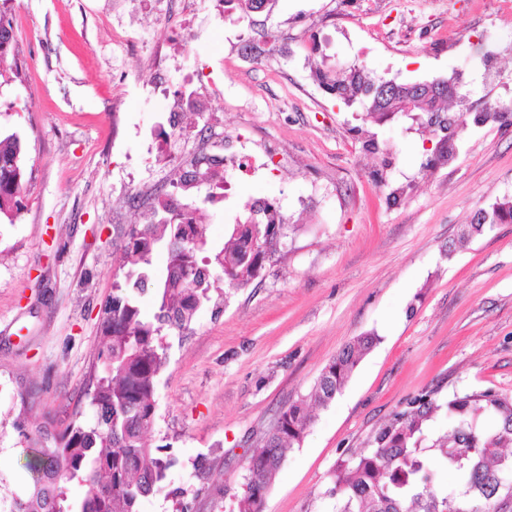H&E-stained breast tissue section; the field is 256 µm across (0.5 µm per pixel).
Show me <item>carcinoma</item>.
I'll list each match as a JSON object with an SVG mask.
<instances>
[{
  "mask_svg": "<svg viewBox=\"0 0 512 512\" xmlns=\"http://www.w3.org/2000/svg\"><path fill=\"white\" fill-rule=\"evenodd\" d=\"M313 80L349 105L360 103L373 118L423 112L430 127L434 114L447 111L448 99H464L454 80L416 89L363 65L317 69ZM25 175L20 137H0V215L10 220L20 210ZM485 214L488 220L468 224L462 238L512 223V197L496 201ZM263 231L262 224H234L218 246L207 225L170 224L162 215L130 229L122 246L123 265L130 269L124 282L114 283L106 304L87 389L94 420H81L77 411L62 431L47 421L35 436L23 434L30 482L20 495H0V512H139L141 499L162 488L177 460L152 448L147 436L167 359L164 336L191 329L216 281L239 289L256 279L280 253L255 249ZM161 251L166 260L157 271L153 258ZM147 288L155 300L150 316L137 301ZM377 342L376 336H362L346 345L312 390L279 412L248 457L237 512H262L268 481L288 450L303 441L313 408L335 399ZM443 407L449 431L434 438L430 421ZM439 467L455 476L453 489L438 484ZM326 495L333 512H512V398L492 390L456 394L443 406L429 393L414 398L376 433L372 448L338 462Z\"/></svg>",
  "mask_w": 512,
  "mask_h": 512,
  "instance_id": "cac0c4a2",
  "label": "carcinoma"
}]
</instances>
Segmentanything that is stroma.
I'll list each match as a JSON object with an SVG mask.
<instances>
[{"label": "stroma", "instance_id": "stroma-1", "mask_svg": "<svg viewBox=\"0 0 512 512\" xmlns=\"http://www.w3.org/2000/svg\"><path fill=\"white\" fill-rule=\"evenodd\" d=\"M164 0H0L18 72L0 76V134L26 144L24 207L0 222V480H30L21 431L65 427L85 405L121 246L183 165L264 150L229 202L204 205L211 237L253 198L289 227L278 260L248 287L214 292L185 334L166 337L151 446L176 458L140 512H232L247 451L306 395L346 344L378 343L269 485L263 512H331L339 459L370 448L414 397L512 396V224L456 252L472 214L512 196V123H467L456 155L406 115L362 120L311 78L363 64L400 82L454 78L450 114L512 99V0H277L249 33L285 54L255 70L222 8ZM135 28L119 53L113 31ZM318 52H311V45ZM194 93V110L173 113ZM181 131L172 134V121ZM203 462L206 472L194 469Z\"/></svg>", "mask_w": 512, "mask_h": 512}]
</instances>
